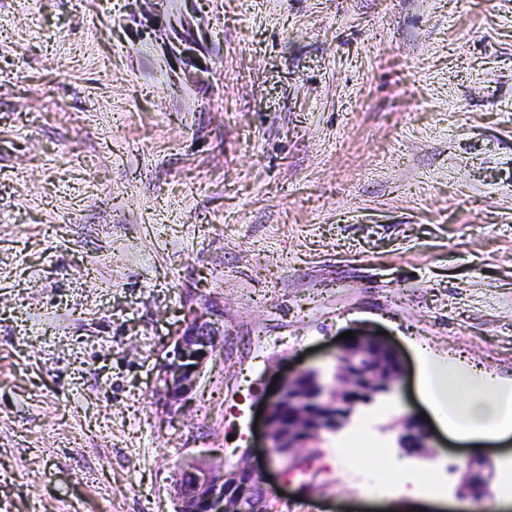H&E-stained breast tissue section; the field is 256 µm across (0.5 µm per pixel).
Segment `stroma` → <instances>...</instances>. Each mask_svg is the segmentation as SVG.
I'll use <instances>...</instances> for the list:
<instances>
[{"label": "stroma", "mask_w": 512, "mask_h": 512, "mask_svg": "<svg viewBox=\"0 0 512 512\" xmlns=\"http://www.w3.org/2000/svg\"><path fill=\"white\" fill-rule=\"evenodd\" d=\"M203 301L224 336L170 415L157 367ZM347 331L402 363L362 412L390 469L480 512L460 474L511 469L512 435L397 437L429 362L512 384V0H0V512H174L179 463H261L274 376L331 372ZM346 436L267 468L278 512L411 506ZM174 26L178 29L177 32H173L174 38L171 45V52L174 56H180L183 58H190L194 54V48L199 42L198 31H192L190 37L184 35L180 27L174 22ZM402 431L397 438L399 448L405 449L409 454L417 458H423L430 453L432 448L429 443L430 436L424 426L412 415H404L400 419ZM415 436V439H411ZM494 466L490 459L474 457L468 460L462 471L459 490L463 495H476L479 498L489 491Z\"/></svg>", "instance_id": "stroma-1"}]
</instances>
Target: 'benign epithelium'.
I'll list each match as a JSON object with an SVG mask.
<instances>
[{
  "label": "benign epithelium",
  "instance_id": "benign-epithelium-1",
  "mask_svg": "<svg viewBox=\"0 0 512 512\" xmlns=\"http://www.w3.org/2000/svg\"><path fill=\"white\" fill-rule=\"evenodd\" d=\"M199 42L198 31L186 36L174 33L171 52L190 58ZM224 335L216 310L209 303L189 311L159 366L160 405L176 412L195 391L206 364ZM332 380L320 370L308 368L288 375L280 382L269 403L264 421L263 451L284 476L303 467L301 451L312 447L325 433L340 431L351 424L363 407L395 394L400 380L396 352L382 338L359 334L336 355ZM288 412L283 422L279 415ZM398 447L423 458L430 453V436L412 415L400 419ZM494 466L491 460L474 457L462 471L459 490L479 498L489 491ZM275 503L268 496L261 474L249 463L230 470H214L190 461L176 473L175 512H272Z\"/></svg>",
  "mask_w": 512,
  "mask_h": 512
}]
</instances>
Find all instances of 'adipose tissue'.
I'll return each mask as SVG.
<instances>
[{
	"label": "adipose tissue",
	"instance_id": "adipose-tissue-1",
	"mask_svg": "<svg viewBox=\"0 0 512 512\" xmlns=\"http://www.w3.org/2000/svg\"><path fill=\"white\" fill-rule=\"evenodd\" d=\"M422 398L440 427L460 438L496 440L512 431V388L488 374L433 365Z\"/></svg>",
	"mask_w": 512,
	"mask_h": 512
}]
</instances>
